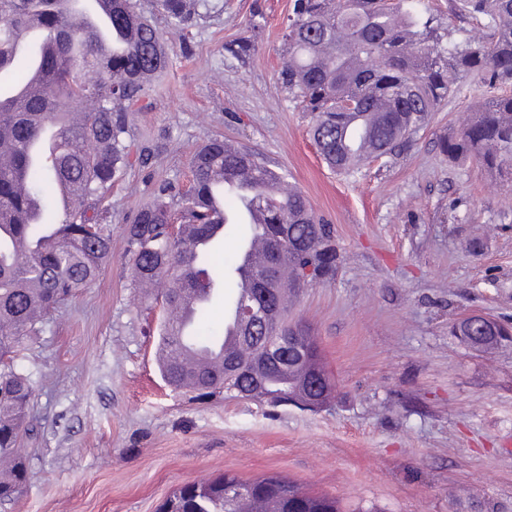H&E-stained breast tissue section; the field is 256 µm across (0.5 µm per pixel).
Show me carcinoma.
Wrapping results in <instances>:
<instances>
[{
	"mask_svg": "<svg viewBox=\"0 0 512 512\" xmlns=\"http://www.w3.org/2000/svg\"><path fill=\"white\" fill-rule=\"evenodd\" d=\"M110 8L112 27L130 32L123 48L110 58L97 55L93 33L74 27L80 8L72 0H0V79L11 80V91H0V460L10 468L0 472V504L23 491L28 470L19 437L28 423L31 375L14 366L18 348L39 331L47 314L98 276L112 252V216L97 208L101 192L123 174L129 157L127 112L146 93L153 77L169 66L159 23L179 29L195 3L156 0L158 16L139 12L137 0H102ZM448 14L472 27L443 30L418 13L411 0H294L283 34L288 59L279 80L302 111L311 114V135L326 164L351 174L369 161L399 157L411 147L431 113L466 80L484 88V97L457 135L440 141L448 160L473 159L493 177L512 181V0H449ZM40 27L53 50L42 64L37 94L24 106L15 104L13 90L29 80L30 62L14 54L16 37ZM81 46L96 74L87 84L69 80L71 53ZM91 108L60 131L66 150L47 163L32 162L26 145L57 122V117ZM246 172L251 194L264 206L266 219L250 225V235L273 240L281 225L293 233L291 245L278 247L277 260L288 265V288L271 275L261 279L269 302L280 307L285 291L296 292L312 282L331 279L339 255L334 231L313 212L304 193L295 188L273 197L267 179L274 172L253 152L224 150L213 139L191 159V183L181 210L166 194L140 209L127 228L138 285L164 281L161 292L168 311L160 342L171 357L160 364L165 381L185 387L187 373L179 360L184 343L206 348L224 340L208 332L200 307L192 331L182 336L169 311L179 299L178 285H201L203 276L224 287L235 281L242 246L217 267L213 248L194 251L191 235L207 236L215 226L224 238L234 221L220 220L209 205V187L217 174ZM75 186L71 209L52 226L57 237L45 243L46 232L29 220L32 204L45 209L58 198L60 181ZM32 247L25 260L15 245ZM272 328L295 336L316 361L295 362L283 350L278 361L257 365L248 375L234 354L224 355L222 371L193 375L191 391L200 396L222 393L229 398L259 399L279 405L297 394L319 397L331 389L330 377L318 383L316 371L326 372L321 350L308 327L290 324L288 309ZM159 512H341L339 501L314 494L278 475L243 479L234 473L177 488Z\"/></svg>",
	"mask_w": 512,
	"mask_h": 512,
	"instance_id": "1",
	"label": "carcinoma"
}]
</instances>
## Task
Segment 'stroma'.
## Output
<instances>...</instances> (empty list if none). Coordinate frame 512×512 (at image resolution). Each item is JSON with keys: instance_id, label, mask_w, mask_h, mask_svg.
<instances>
[{"instance_id": "stroma-1", "label": "stroma", "mask_w": 512, "mask_h": 512, "mask_svg": "<svg viewBox=\"0 0 512 512\" xmlns=\"http://www.w3.org/2000/svg\"><path fill=\"white\" fill-rule=\"evenodd\" d=\"M292 7L206 0L165 34L170 65L131 107L129 165L101 196L111 257L16 359L34 380V430L26 488L0 512H156L227 471L285 476L344 512H512V342L474 350L454 334L472 313L512 326V191L438 147L482 90L450 96L395 161L334 173L278 77ZM243 37L256 49L234 57ZM217 136L284 173L334 228L335 279L288 308L335 382L323 410L200 400L159 371L162 308L134 286L125 227L160 189L180 196Z\"/></svg>"}]
</instances>
